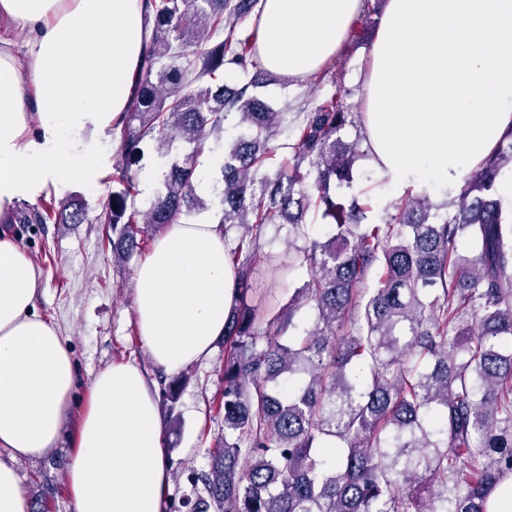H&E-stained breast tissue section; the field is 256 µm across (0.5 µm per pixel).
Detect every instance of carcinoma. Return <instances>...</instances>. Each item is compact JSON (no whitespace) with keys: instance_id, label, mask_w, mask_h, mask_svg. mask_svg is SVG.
<instances>
[{"instance_id":"carcinoma-1","label":"carcinoma","mask_w":512,"mask_h":512,"mask_svg":"<svg viewBox=\"0 0 512 512\" xmlns=\"http://www.w3.org/2000/svg\"><path fill=\"white\" fill-rule=\"evenodd\" d=\"M260 0H148L150 49L122 121L119 182L95 221L112 225L115 256L138 235L199 210L201 145L232 118L240 133L220 163L227 257L237 293L224 325V438L192 472L193 495L171 512H487L512 474V213L497 197L512 167V134L465 181L438 219L427 195L408 194L384 224H364L331 185L349 176L362 138L345 142L342 103L304 113L298 151L261 172L288 129V113L259 97V75L224 84V65L254 66L257 30L239 24ZM223 39L208 45L214 36ZM192 146L163 172L147 210L128 205L138 145ZM308 169L302 170V164ZM334 224L302 251L309 278L277 310L256 300L253 265L271 224L303 229L309 206ZM21 224H82L75 202L50 198L16 215ZM313 327L285 337L296 312ZM169 430L179 424L180 378L158 376ZM340 455L331 462L323 447Z\"/></svg>"}]
</instances>
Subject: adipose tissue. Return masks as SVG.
Wrapping results in <instances>:
<instances>
[{
  "instance_id": "1",
  "label": "adipose tissue",
  "mask_w": 512,
  "mask_h": 512,
  "mask_svg": "<svg viewBox=\"0 0 512 512\" xmlns=\"http://www.w3.org/2000/svg\"><path fill=\"white\" fill-rule=\"evenodd\" d=\"M362 0H261L257 56L306 79L335 57ZM144 0H0V26L27 31L16 56L0 36V512H27L15 463L51 454L76 421L67 487L75 512H165L170 465L155 386L134 362L92 380L72 409L71 351L38 314L41 275L5 231L15 205L58 175L88 182L97 143L120 128L150 36ZM377 169L398 188L456 186L512 133V0H387L365 81ZM237 279L224 231L183 220L135 275L138 334L173 374L224 334Z\"/></svg>"
}]
</instances>
